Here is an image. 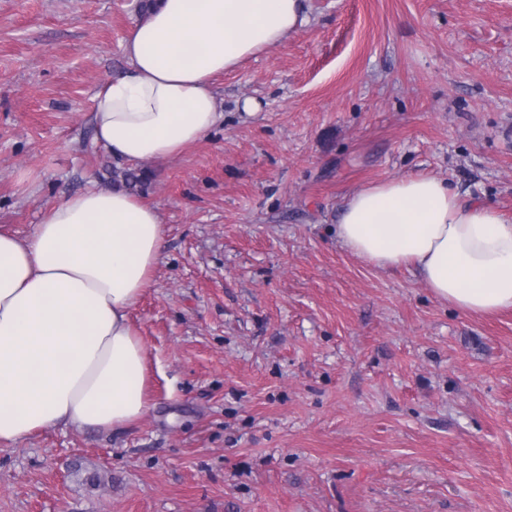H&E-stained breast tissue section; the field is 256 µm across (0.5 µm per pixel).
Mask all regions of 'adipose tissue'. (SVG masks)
I'll return each mask as SVG.
<instances>
[{
	"label": "adipose tissue",
	"mask_w": 512,
	"mask_h": 512,
	"mask_svg": "<svg viewBox=\"0 0 512 512\" xmlns=\"http://www.w3.org/2000/svg\"><path fill=\"white\" fill-rule=\"evenodd\" d=\"M307 21L304 0H159L130 29L127 72L95 96L97 142L124 162L177 158L224 120L217 77ZM336 236L457 310L512 308V218L436 178L355 191ZM163 248L154 205L96 185L63 196L28 237L0 231V444L54 426L114 431L149 412L131 312Z\"/></svg>",
	"instance_id": "ef3b65f1"
}]
</instances>
